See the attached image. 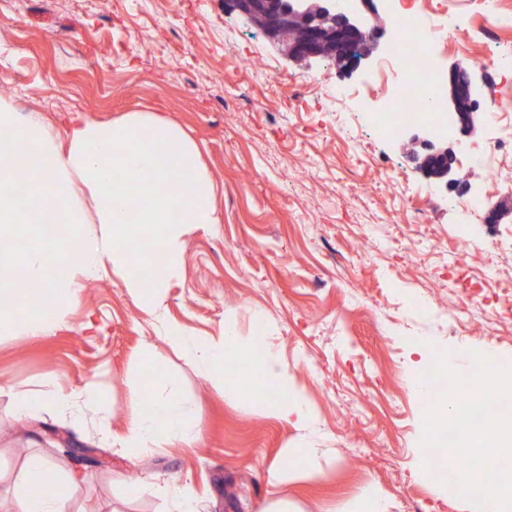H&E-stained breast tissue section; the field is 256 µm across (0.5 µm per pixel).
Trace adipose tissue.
Wrapping results in <instances>:
<instances>
[{
  "label": "adipose tissue",
  "instance_id": "1",
  "mask_svg": "<svg viewBox=\"0 0 512 512\" xmlns=\"http://www.w3.org/2000/svg\"><path fill=\"white\" fill-rule=\"evenodd\" d=\"M2 136L12 146L0 153V277L11 285L0 290V335H44L48 319L62 320L77 300L84 278L107 267L121 276L143 311L157 313L160 299L181 282L186 234L218 221L212 183L200 169L195 147L172 125L137 113L112 124L73 118L69 147L62 152L38 123L20 122L12 101L1 97ZM84 193L94 202L92 226L80 207ZM45 198L55 200L54 211L36 207V200ZM22 283L45 291L50 311L32 308L18 289ZM158 332L216 391L230 388L232 369L245 363L278 392L273 399L250 393L252 403L286 422L312 421L272 342L244 339L229 321L218 336H197L165 319L159 320ZM8 393L19 418L57 408L77 422L91 408L100 416L101 437L110 436L111 409L96 384L51 397L15 387ZM143 396L140 387H132L127 431L120 440L128 454L197 441L198 423L174 390L155 392L147 408ZM80 489L79 473L33 453L8 497L0 500V512H67Z\"/></svg>",
  "mask_w": 512,
  "mask_h": 512
}]
</instances>
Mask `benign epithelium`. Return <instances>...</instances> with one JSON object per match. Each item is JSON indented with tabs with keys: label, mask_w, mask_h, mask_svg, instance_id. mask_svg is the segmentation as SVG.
Instances as JSON below:
<instances>
[{
	"label": "benign epithelium",
	"mask_w": 512,
	"mask_h": 512,
	"mask_svg": "<svg viewBox=\"0 0 512 512\" xmlns=\"http://www.w3.org/2000/svg\"><path fill=\"white\" fill-rule=\"evenodd\" d=\"M233 8L279 45L290 57L323 59L337 63H354L355 54L367 58L380 46L384 36L381 21L368 25L355 7L343 5V0H231ZM304 26L302 39L293 36L298 26ZM450 98L449 114L452 126L449 133L465 134L473 124L478 107L479 87L476 74L462 67L448 69ZM411 135L420 149L408 155L413 169L435 173L437 178L454 174L455 153L436 145L433 131L412 128Z\"/></svg>",
	"instance_id": "7a95c632"
}]
</instances>
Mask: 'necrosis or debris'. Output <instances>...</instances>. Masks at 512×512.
Returning <instances> with one entry per match:
<instances>
[{"mask_svg":"<svg viewBox=\"0 0 512 512\" xmlns=\"http://www.w3.org/2000/svg\"><path fill=\"white\" fill-rule=\"evenodd\" d=\"M439 8L438 0H410L409 5L398 7L391 16V50L379 63L377 72L378 86L391 91L386 109L375 116L382 132L416 123H427L437 129L444 124L442 115L423 109L422 101L432 98L438 83L435 48L462 43L464 33L427 24L426 11ZM489 64L501 72L504 81L495 101L487 106L488 123L505 131L506 136L488 145L466 149L465 157L484 170L488 184L497 186L501 183L499 158L512 154V57L495 54ZM415 87L424 88L423 99L410 97L409 91Z\"/></svg>","mask_w":512,"mask_h":512,"instance_id":"4bbe7bcc","label":"necrosis or debris"}]
</instances>
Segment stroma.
Listing matches in <instances>:
<instances>
[{
    "label": "stroma",
    "mask_w": 512,
    "mask_h": 512,
    "mask_svg": "<svg viewBox=\"0 0 512 512\" xmlns=\"http://www.w3.org/2000/svg\"><path fill=\"white\" fill-rule=\"evenodd\" d=\"M437 18L464 25L467 41L440 51L441 70H475L482 89L471 132L447 141L458 153L494 137L486 106L500 76L482 63L490 46L470 0H448ZM386 54L353 70L288 57L229 0H0V83L20 120H37L62 149L68 113L112 123L146 112L195 145L220 222L187 234L182 285L162 311L198 336L219 335L229 320L246 339L263 314L317 418L297 428L237 392L217 393L105 270L85 280L46 337L0 338V385L96 383L119 438L131 386L155 384L141 362L148 351L167 363L200 438L135 458L100 441L94 414L78 425L53 411L21 420L2 394L0 492L41 452L84 478L68 512H174L153 488L168 479L189 483L203 512H260L268 467L304 444L317 450L314 467L288 472L282 487L296 512H351L370 484L389 512H473L465 499L445 501L436 473L417 471L427 402L412 388L413 363L436 347L463 361L478 351L512 363V321L498 316L512 309V188H490L461 160L460 189L408 166V140L373 125L387 95L371 83ZM340 86L349 96H337ZM476 195L473 212L453 205ZM494 208L503 216L486 223ZM466 244L462 264L455 250ZM466 288L487 300L464 328L452 313ZM66 434L94 448L98 465L66 456ZM132 473L143 484L129 497Z\"/></svg>",
    "instance_id": "obj_1"
}]
</instances>
